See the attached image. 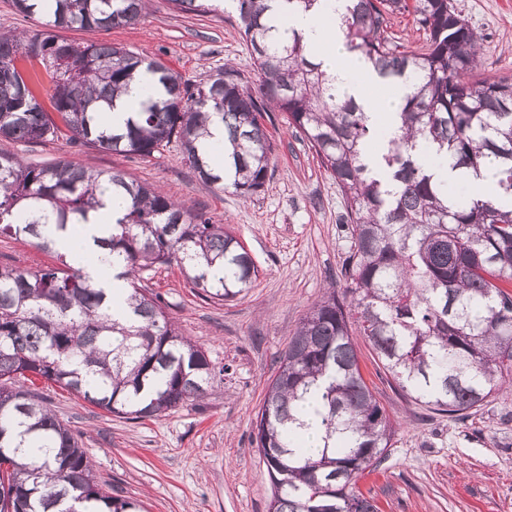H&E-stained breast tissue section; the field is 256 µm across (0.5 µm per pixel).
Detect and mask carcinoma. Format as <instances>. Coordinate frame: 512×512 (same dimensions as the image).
<instances>
[{
    "instance_id": "cac0c4a2",
    "label": "carcinoma",
    "mask_w": 512,
    "mask_h": 512,
    "mask_svg": "<svg viewBox=\"0 0 512 512\" xmlns=\"http://www.w3.org/2000/svg\"><path fill=\"white\" fill-rule=\"evenodd\" d=\"M184 11H213L210 0H171ZM147 0H13L37 18L31 33L0 32V142L67 137L107 153L150 157L175 141L210 184L224 185L197 142L224 123V166L244 198L267 182L270 107L309 142L346 205L351 246L342 295L332 290L300 322L279 358L255 429L273 486L268 512H377L356 490L359 476L390 447L393 424L360 371L353 330L411 397L466 417L512 380V208L438 180L447 161L465 182L492 172L512 197V77L469 79L480 66L481 35L453 0H348L341 17L348 50L408 89L383 160L381 183L361 154L371 136L365 113L298 35L282 41L269 15L276 0H236L249 44L254 86L226 64L193 82L162 61L108 43L74 44L59 29L136 25ZM414 13L426 44L407 50L385 36L388 17ZM41 65L53 84V120L35 91ZM145 70L160 92L114 133L100 123L128 83ZM126 201L104 245L123 267L136 322L109 318L103 290L59 255L68 270L0 267V512H143L113 497L92 474L74 433L27 383L43 379L129 420L157 417L201 400L224 369L179 335L156 296L136 280L173 262L218 300L247 291L258 270L240 241L201 211L115 172L72 162L38 166L0 148V234L54 250L41 229L88 222L105 196ZM220 265L224 276H210ZM315 398L321 453L303 447L296 410Z\"/></svg>"
}]
</instances>
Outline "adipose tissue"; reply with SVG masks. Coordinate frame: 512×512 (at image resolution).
I'll list each match as a JSON object with an SVG mask.
<instances>
[{"label": "adipose tissue", "instance_id": "ef3b65f1", "mask_svg": "<svg viewBox=\"0 0 512 512\" xmlns=\"http://www.w3.org/2000/svg\"><path fill=\"white\" fill-rule=\"evenodd\" d=\"M344 7L345 0H333L331 8L322 11L292 12L280 4L275 8V16L281 29L302 36L323 67L335 75L346 96L366 113L370 124L387 132L394 131L406 89L396 85L381 90V82L369 64L346 49L338 27L339 13ZM123 207V198L114 196L106 199L103 208L91 213L81 229V247H73L70 231L51 233L57 249L69 252L74 265L110 296L120 293L124 283L113 276L108 249L96 246L94 240L106 236V224L119 218Z\"/></svg>", "mask_w": 512, "mask_h": 512}]
</instances>
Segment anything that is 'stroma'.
I'll return each instance as SVG.
<instances>
[{"label": "stroma", "mask_w": 512, "mask_h": 512, "mask_svg": "<svg viewBox=\"0 0 512 512\" xmlns=\"http://www.w3.org/2000/svg\"><path fill=\"white\" fill-rule=\"evenodd\" d=\"M455 2L482 36L481 75L512 76V0ZM61 36L161 59L190 80L227 63L256 80L232 9L199 14L153 0L137 25L66 29ZM262 123L269 181L247 199L202 182L174 143L147 158L64 138L11 147L32 165L73 162L154 184L223 224L258 268L252 288L226 301L210 298L174 264L140 275L179 331L224 370L198 404L132 421L57 385L34 384L43 404L79 436L97 480L146 512H268L272 484L255 439L257 414L301 319L327 291L344 286L341 266L351 240L335 179L282 113L264 112ZM55 263L54 253L30 240L0 236L2 266L37 270ZM354 343L363 377L395 429L385 455L357 481L377 512H512V386L459 419L415 402L368 340L358 336Z\"/></svg>", "instance_id": "stroma-1"}]
</instances>
